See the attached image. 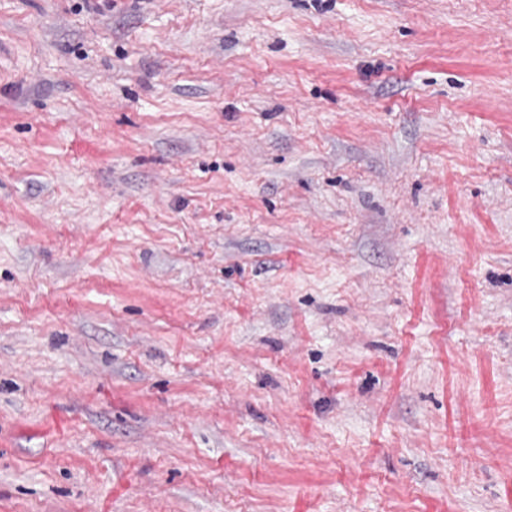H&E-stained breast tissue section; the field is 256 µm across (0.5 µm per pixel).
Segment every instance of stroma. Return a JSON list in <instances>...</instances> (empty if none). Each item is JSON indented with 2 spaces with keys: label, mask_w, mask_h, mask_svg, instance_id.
I'll return each mask as SVG.
<instances>
[{
  "label": "stroma",
  "mask_w": 512,
  "mask_h": 512,
  "mask_svg": "<svg viewBox=\"0 0 512 512\" xmlns=\"http://www.w3.org/2000/svg\"><path fill=\"white\" fill-rule=\"evenodd\" d=\"M0 512H512V0H0Z\"/></svg>",
  "instance_id": "stroma-1"
}]
</instances>
